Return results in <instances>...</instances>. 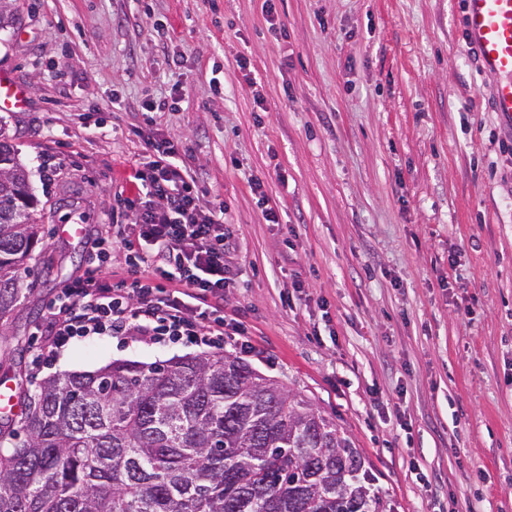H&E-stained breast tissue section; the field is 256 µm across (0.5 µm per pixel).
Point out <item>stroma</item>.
Instances as JSON below:
<instances>
[{"instance_id":"obj_1","label":"stroma","mask_w":512,"mask_h":512,"mask_svg":"<svg viewBox=\"0 0 512 512\" xmlns=\"http://www.w3.org/2000/svg\"><path fill=\"white\" fill-rule=\"evenodd\" d=\"M8 3L0 71L25 103L0 126L44 227L0 321L18 406L64 371L199 354L40 353L51 303L126 221L132 168L177 141L233 233L239 357L343 429L393 512H512V123L461 0Z\"/></svg>"}]
</instances>
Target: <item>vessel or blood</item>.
Returning a JSON list of instances; mask_svg holds the SVG:
<instances>
[{"instance_id": "obj_1", "label": "vessel or blood", "mask_w": 512, "mask_h": 512, "mask_svg": "<svg viewBox=\"0 0 512 512\" xmlns=\"http://www.w3.org/2000/svg\"><path fill=\"white\" fill-rule=\"evenodd\" d=\"M465 28L494 79L491 107L512 120V0H464Z\"/></svg>"}]
</instances>
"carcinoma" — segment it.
<instances>
[{
    "mask_svg": "<svg viewBox=\"0 0 512 512\" xmlns=\"http://www.w3.org/2000/svg\"><path fill=\"white\" fill-rule=\"evenodd\" d=\"M0 130V321L40 242ZM0 445V512H387L332 421L231 354L45 380Z\"/></svg>",
    "mask_w": 512,
    "mask_h": 512,
    "instance_id": "obj_1",
    "label": "carcinoma"
}]
</instances>
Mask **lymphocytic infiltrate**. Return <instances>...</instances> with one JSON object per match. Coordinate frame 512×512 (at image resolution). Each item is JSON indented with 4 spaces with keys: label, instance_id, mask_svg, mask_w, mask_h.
<instances>
[{
    "label": "lymphocytic infiltrate",
    "instance_id": "obj_1",
    "mask_svg": "<svg viewBox=\"0 0 512 512\" xmlns=\"http://www.w3.org/2000/svg\"><path fill=\"white\" fill-rule=\"evenodd\" d=\"M181 146L168 142L146 166L133 171L145 193L128 200L131 221L123 236L99 237L83 276L64 288L44 328L52 348L73 338L120 336L137 343L224 342V291L234 273L226 255L232 234L223 207L203 204L196 177L177 163ZM132 251L130 285L103 283L99 262L106 249ZM178 279L179 289L164 288Z\"/></svg>",
    "mask_w": 512,
    "mask_h": 512
}]
</instances>
